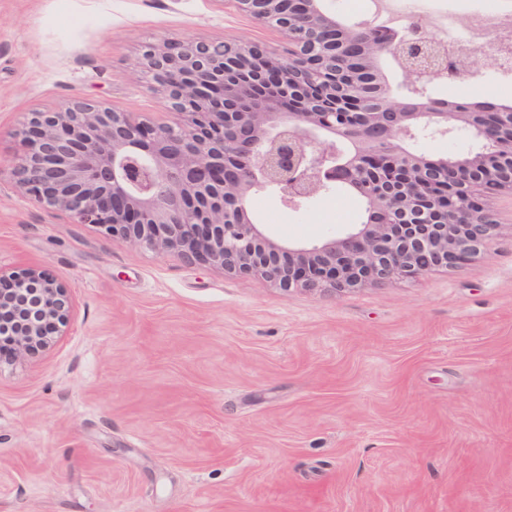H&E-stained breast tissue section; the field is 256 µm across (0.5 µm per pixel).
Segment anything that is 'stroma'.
I'll list each match as a JSON object with an SVG mask.
<instances>
[{"mask_svg": "<svg viewBox=\"0 0 512 512\" xmlns=\"http://www.w3.org/2000/svg\"><path fill=\"white\" fill-rule=\"evenodd\" d=\"M275 30L217 0H0V271L66 284L50 348L0 362V512H512V196L466 263L339 294L285 292L132 247L31 204L26 112L77 98L155 123L144 43ZM432 93L512 106L483 68ZM257 222L310 243L359 223L345 191Z\"/></svg>", "mask_w": 512, "mask_h": 512, "instance_id": "obj_1", "label": "stroma"}]
</instances>
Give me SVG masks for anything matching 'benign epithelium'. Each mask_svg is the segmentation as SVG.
<instances>
[{
	"instance_id": "benign-epithelium-1",
	"label": "benign epithelium",
	"mask_w": 512,
	"mask_h": 512,
	"mask_svg": "<svg viewBox=\"0 0 512 512\" xmlns=\"http://www.w3.org/2000/svg\"><path fill=\"white\" fill-rule=\"evenodd\" d=\"M279 31L284 53L249 41L163 39L144 46L135 75L174 115L149 123L88 99L27 114L13 185L32 203L91 224L137 249L172 254L283 291L343 292L467 261L494 239L484 195H512V108L438 111L431 84L477 72L419 22L400 37L344 22L323 0H226ZM392 59L399 78L379 69ZM512 68L498 36L479 53ZM237 71L261 90L227 80ZM448 136L457 155L418 147ZM345 186L366 205L363 223L312 244L267 235L251 196L296 207ZM67 287L44 266L0 272V336L19 357L47 349L69 322Z\"/></svg>"
}]
</instances>
